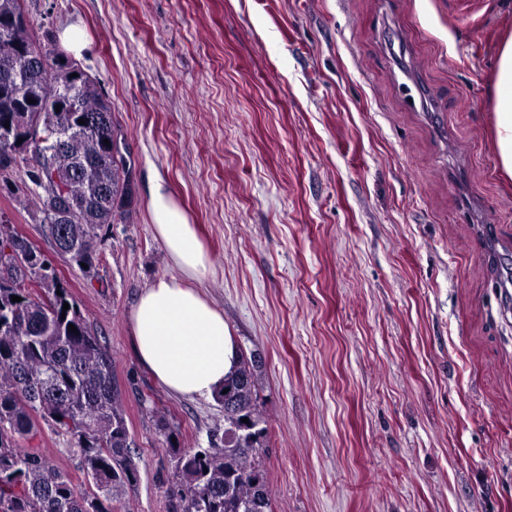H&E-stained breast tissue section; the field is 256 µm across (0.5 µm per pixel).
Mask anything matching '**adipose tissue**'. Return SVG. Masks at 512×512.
Returning a JSON list of instances; mask_svg holds the SVG:
<instances>
[{"instance_id": "1", "label": "adipose tissue", "mask_w": 512, "mask_h": 512, "mask_svg": "<svg viewBox=\"0 0 512 512\" xmlns=\"http://www.w3.org/2000/svg\"><path fill=\"white\" fill-rule=\"evenodd\" d=\"M494 112L500 164L512 177V37L499 50ZM149 203L155 233L180 274L139 294L130 315L135 358L170 393L210 397L223 386L237 346L223 312L190 285L207 273L209 254L163 180L152 183Z\"/></svg>"}]
</instances>
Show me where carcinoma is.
Returning <instances> with one entry per match:
<instances>
[{
    "instance_id": "1",
    "label": "carcinoma",
    "mask_w": 512,
    "mask_h": 512,
    "mask_svg": "<svg viewBox=\"0 0 512 512\" xmlns=\"http://www.w3.org/2000/svg\"><path fill=\"white\" fill-rule=\"evenodd\" d=\"M75 82L97 112L98 139L71 131L78 113L55 111L63 90ZM14 107L26 109L39 130L42 140L31 145L37 155L49 154L61 133H68V151L56 172L45 174L33 203L43 212L46 195L63 192L81 202L87 215H73L64 224H51L45 215L43 223L71 262L90 269L96 229L124 219L133 198L130 165L103 144L112 129V105L85 71L70 79L57 69L52 41H37L28 24L10 40L0 38V128ZM14 295L21 301H12ZM3 307L11 312V324L0 329V512H114L137 483L138 469L112 354L67 288L37 287L32 274L0 255ZM71 324L77 332L68 330ZM261 365L257 355L238 353L224 389L213 396L224 407V426L210 429L207 448L181 446L173 418L153 405L146 408L171 454L172 512H272L260 460L268 437L256 393ZM46 429L79 449L90 489L79 488L34 445Z\"/></svg>"
}]
</instances>
